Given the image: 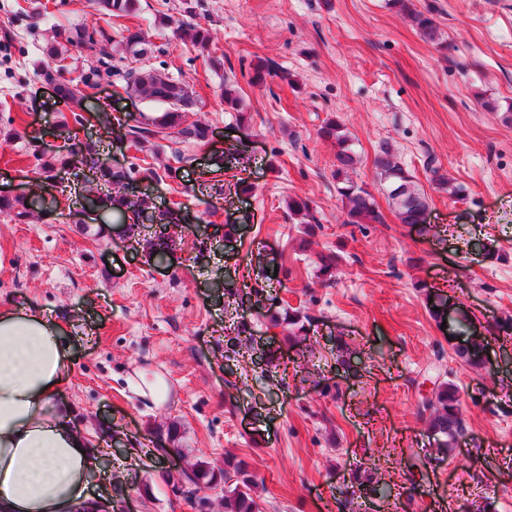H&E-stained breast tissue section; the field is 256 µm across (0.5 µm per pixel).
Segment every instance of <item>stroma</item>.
<instances>
[{
    "mask_svg": "<svg viewBox=\"0 0 512 512\" xmlns=\"http://www.w3.org/2000/svg\"><path fill=\"white\" fill-rule=\"evenodd\" d=\"M39 2L44 25L30 30L16 0H0V194L39 185L45 198L27 223L0 213V306L71 324L65 399L108 460L88 471L89 490L128 512H194L173 482L230 456L256 475L259 512H512V337L492 332L512 316V0H413L434 14L438 46L392 0H140L147 67L189 84L185 122L209 130L207 143L170 136L154 154L127 133L153 107L116 95L111 79L87 108L44 82L47 25L96 15ZM188 13L213 31L224 71L154 28ZM228 86L242 112L225 106ZM90 110L108 123H87ZM331 119L383 223H345L336 146L319 135ZM34 144L70 154L53 180ZM87 144L107 165L152 168L141 188L159 208L180 204L188 221L171 230L181 249L167 268L147 263L146 228L98 212L75 223ZM385 147L424 191L430 231L400 223L375 166ZM229 154L239 163L223 195L197 192ZM431 161L462 194L431 182ZM293 198L307 201L314 236L302 237ZM328 251L339 257L330 285L314 265ZM262 265L277 268L275 283L257 277ZM229 279L238 296L225 295ZM427 286L487 332L495 375L458 356V338L429 316ZM288 306L313 318L298 343L272 321ZM154 377L169 387L161 405L137 394ZM443 381L460 390L465 434L439 461L419 410ZM377 480L386 496L365 495Z\"/></svg>",
    "mask_w": 512,
    "mask_h": 512,
    "instance_id": "1",
    "label": "stroma"
}]
</instances>
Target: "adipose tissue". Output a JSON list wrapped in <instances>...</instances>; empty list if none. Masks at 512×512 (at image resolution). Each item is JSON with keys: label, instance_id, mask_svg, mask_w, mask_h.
<instances>
[{"label": "adipose tissue", "instance_id": "obj_1", "mask_svg": "<svg viewBox=\"0 0 512 512\" xmlns=\"http://www.w3.org/2000/svg\"><path fill=\"white\" fill-rule=\"evenodd\" d=\"M70 329L0 307V512H76L94 443L61 403Z\"/></svg>", "mask_w": 512, "mask_h": 512}]
</instances>
